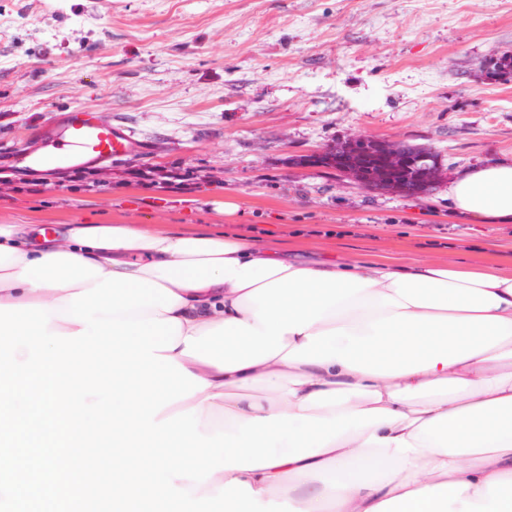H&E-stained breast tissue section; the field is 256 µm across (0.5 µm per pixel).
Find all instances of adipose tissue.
Masks as SVG:
<instances>
[{
    "label": "adipose tissue",
    "instance_id": "ef3b65f1",
    "mask_svg": "<svg viewBox=\"0 0 512 512\" xmlns=\"http://www.w3.org/2000/svg\"><path fill=\"white\" fill-rule=\"evenodd\" d=\"M448 196L465 217L511 224L512 164L472 168ZM52 253L177 294L171 310L144 315L180 321L171 356L207 386L160 418L193 407L211 435L272 414H401L296 462L215 472L198 495L236 479L300 512H512V273L311 259L133 224H70L33 240L25 225L0 224V304L61 306L94 287L19 280Z\"/></svg>",
    "mask_w": 512,
    "mask_h": 512
}]
</instances>
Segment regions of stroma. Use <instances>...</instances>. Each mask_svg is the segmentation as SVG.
<instances>
[{
  "label": "stroma",
  "instance_id": "1",
  "mask_svg": "<svg viewBox=\"0 0 512 512\" xmlns=\"http://www.w3.org/2000/svg\"><path fill=\"white\" fill-rule=\"evenodd\" d=\"M0 224H160L345 260L512 270V224L456 213L447 184L408 197L296 165L353 136L432 148L447 171L512 161V0H0ZM103 108L131 139L107 190L24 168L54 112ZM197 175L173 193L151 172ZM234 209L224 212V202Z\"/></svg>",
  "mask_w": 512,
  "mask_h": 512
}]
</instances>
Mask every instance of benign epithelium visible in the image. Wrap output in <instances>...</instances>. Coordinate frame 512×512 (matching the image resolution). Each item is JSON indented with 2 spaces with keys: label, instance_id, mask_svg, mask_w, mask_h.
Wrapping results in <instances>:
<instances>
[{
  "label": "benign epithelium",
  "instance_id": "obj_1",
  "mask_svg": "<svg viewBox=\"0 0 512 512\" xmlns=\"http://www.w3.org/2000/svg\"><path fill=\"white\" fill-rule=\"evenodd\" d=\"M310 156L335 166L337 176L347 177L363 189L407 196L432 191L444 175L430 149L374 137H354L340 145L330 144Z\"/></svg>",
  "mask_w": 512,
  "mask_h": 512
}]
</instances>
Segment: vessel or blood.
<instances>
[{
    "label": "vessel or blood",
    "instance_id": "b4317fda",
    "mask_svg": "<svg viewBox=\"0 0 512 512\" xmlns=\"http://www.w3.org/2000/svg\"><path fill=\"white\" fill-rule=\"evenodd\" d=\"M129 147L128 136L97 110L71 106L45 130L41 151L22 152L21 159L28 168L47 172L63 165L108 162Z\"/></svg>",
    "mask_w": 512,
    "mask_h": 512
}]
</instances>
